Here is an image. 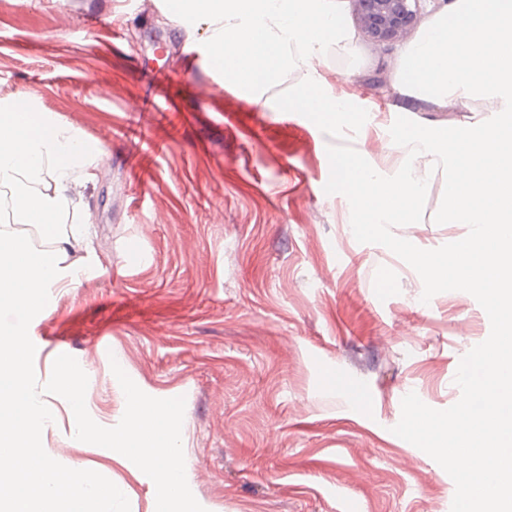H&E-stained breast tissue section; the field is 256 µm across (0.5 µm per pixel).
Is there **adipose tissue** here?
I'll return each mask as SVG.
<instances>
[{
  "instance_id": "adipose-tissue-1",
  "label": "adipose tissue",
  "mask_w": 512,
  "mask_h": 512,
  "mask_svg": "<svg viewBox=\"0 0 512 512\" xmlns=\"http://www.w3.org/2000/svg\"><path fill=\"white\" fill-rule=\"evenodd\" d=\"M97 148L73 126L32 110L29 98L0 108V309L35 308L39 291L53 284L77 282L65 259L83 241L89 224L59 232L66 215L96 181ZM36 229L51 238V249L28 244Z\"/></svg>"
}]
</instances>
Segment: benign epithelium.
Listing matches in <instances>:
<instances>
[{
    "label": "benign epithelium",
    "mask_w": 512,
    "mask_h": 512,
    "mask_svg": "<svg viewBox=\"0 0 512 512\" xmlns=\"http://www.w3.org/2000/svg\"><path fill=\"white\" fill-rule=\"evenodd\" d=\"M359 28L374 44H393L416 23L425 0H352Z\"/></svg>",
    "instance_id": "1"
}]
</instances>
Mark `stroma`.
Returning <instances> with one entry per match:
<instances>
[{
	"mask_svg": "<svg viewBox=\"0 0 512 512\" xmlns=\"http://www.w3.org/2000/svg\"><path fill=\"white\" fill-rule=\"evenodd\" d=\"M177 22L134 0H0V98L35 95L104 156L84 199L90 235L70 256L94 254L98 274L50 288L32 320L38 382L63 337L101 426L125 410L112 363L152 397H185L186 478L206 512H448L453 480L392 428L408 393L438 410L459 400L455 374L489 336L487 313L464 291L421 302L406 262L355 239L347 198L324 191L334 139L312 121L236 90L199 104L209 24ZM400 50L360 38L327 55L329 82L368 112V153L402 111L465 121L394 90ZM164 70L181 81L164 88ZM443 191L439 173L423 219L394 234L422 249L463 239L466 225L433 220ZM43 401L52 458L156 512L148 476L76 440L65 399Z\"/></svg>",
	"mask_w": 512,
	"mask_h": 512,
	"instance_id": "obj_1",
	"label": "stroma"
}]
</instances>
